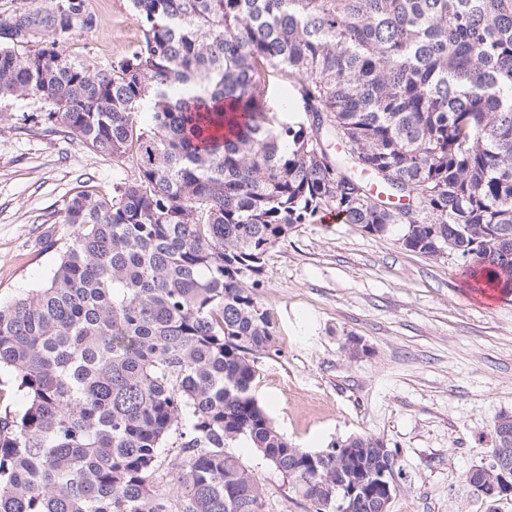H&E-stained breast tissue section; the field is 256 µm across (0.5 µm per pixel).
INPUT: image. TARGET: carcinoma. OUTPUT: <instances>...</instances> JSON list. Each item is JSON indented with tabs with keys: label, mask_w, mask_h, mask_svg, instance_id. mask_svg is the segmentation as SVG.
Segmentation results:
<instances>
[{
	"label": "carcinoma",
	"mask_w": 512,
	"mask_h": 512,
	"mask_svg": "<svg viewBox=\"0 0 512 512\" xmlns=\"http://www.w3.org/2000/svg\"><path fill=\"white\" fill-rule=\"evenodd\" d=\"M130 2L141 39L106 63L66 50L99 25L87 0L0 12V99L134 168L71 198L46 282L0 304V374L24 398L0 415V512H263L240 441L309 512L344 483L351 512H381L382 440L295 448L258 403V356L278 353L261 275L333 211L512 292V0ZM493 433L512 465V416Z\"/></svg>",
	"instance_id": "carcinoma-1"
}]
</instances>
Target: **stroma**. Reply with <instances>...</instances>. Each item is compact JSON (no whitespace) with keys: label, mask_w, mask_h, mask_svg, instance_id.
Segmentation results:
<instances>
[{"label":"stroma","mask_w":512,"mask_h":512,"mask_svg":"<svg viewBox=\"0 0 512 512\" xmlns=\"http://www.w3.org/2000/svg\"><path fill=\"white\" fill-rule=\"evenodd\" d=\"M95 30L70 52L115 61L139 30L129 0H105ZM39 104L0 100V301L41 286L71 229L58 218L86 186L111 196L126 172L34 118ZM402 226L383 236L326 214L270 253L259 299L274 315L278 354L258 362L255 395L299 448L359 436L397 454L389 512H512V497H477L468 474L486 465L498 416L512 415V293L488 300L453 254L406 249ZM364 351L350 355L353 343ZM242 463L265 492L264 512H306L282 473L255 449Z\"/></svg>","instance_id":"35a3bbf8"}]
</instances>
